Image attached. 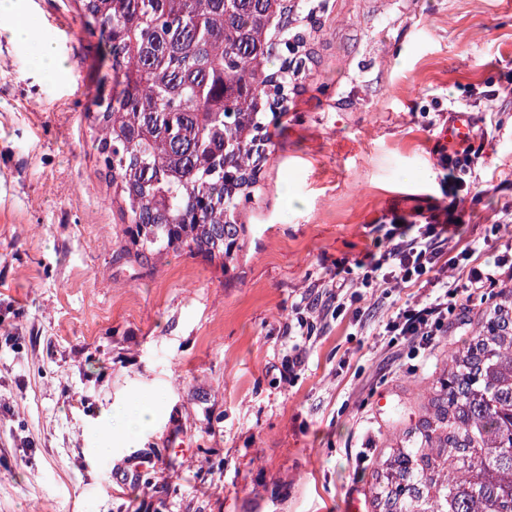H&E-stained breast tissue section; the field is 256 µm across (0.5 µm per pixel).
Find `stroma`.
I'll use <instances>...</instances> for the list:
<instances>
[{
  "label": "stroma",
  "instance_id": "1",
  "mask_svg": "<svg viewBox=\"0 0 512 512\" xmlns=\"http://www.w3.org/2000/svg\"><path fill=\"white\" fill-rule=\"evenodd\" d=\"M292 3L314 57L288 115H265L270 159L228 266L127 253L87 117L112 93L100 34L82 0H20L68 69L0 36V512H372L378 458L485 309L463 302L414 360L381 330L416 285L370 291L306 342L281 326L393 213L449 204V102L485 144L463 236L512 234V0ZM145 398L153 421L124 429Z\"/></svg>",
  "mask_w": 512,
  "mask_h": 512
}]
</instances>
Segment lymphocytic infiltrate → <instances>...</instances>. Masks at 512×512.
Returning a JSON list of instances; mask_svg holds the SVG:
<instances>
[{"instance_id": "lymphocytic-infiltrate-1", "label": "lymphocytic infiltrate", "mask_w": 512, "mask_h": 512, "mask_svg": "<svg viewBox=\"0 0 512 512\" xmlns=\"http://www.w3.org/2000/svg\"><path fill=\"white\" fill-rule=\"evenodd\" d=\"M438 153L440 165L450 172L451 192H458L474 171L480 150L465 137L441 146ZM459 228L458 207L454 204L445 208L443 215H430L424 222L406 220L393 225L383 249L367 252L358 262L357 291L346 292L339 281L328 297L311 296L309 307H322L337 317L347 304L363 301L366 288L403 284L433 287V297L399 308L384 327L385 333L410 337L411 353L419 355L443 335L460 300L487 302L495 288L512 280V238H496L493 261L481 263L475 258L476 245L457 240Z\"/></svg>"}]
</instances>
